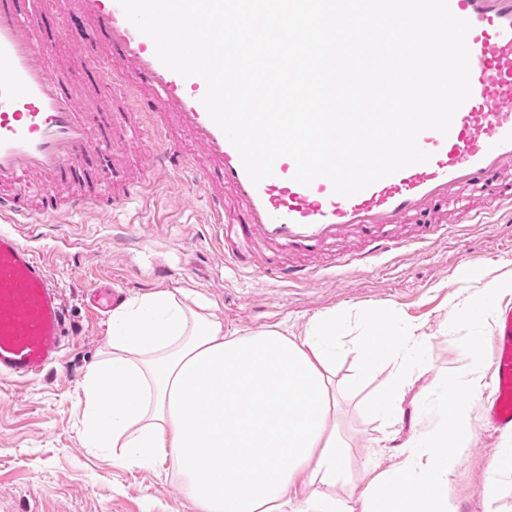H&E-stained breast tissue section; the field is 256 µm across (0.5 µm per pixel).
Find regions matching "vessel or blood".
Instances as JSON below:
<instances>
[{"label": "vessel or blood", "mask_w": 512, "mask_h": 512, "mask_svg": "<svg viewBox=\"0 0 512 512\" xmlns=\"http://www.w3.org/2000/svg\"><path fill=\"white\" fill-rule=\"evenodd\" d=\"M452 13L468 20L471 96L456 112L448 134L423 131L420 148L428 162L402 169L351 197L334 193L320 178L294 181L287 157L274 174L253 184L237 150L201 102L205 81L184 78L157 58L150 37L128 21L118 0H0V378L28 380L58 361L66 313L51 256L36 251L17 232L54 214L52 201L66 187V210L85 213L118 206L136 187L120 171L103 176L112 154V129L126 115L117 96L85 118L79 96L51 70L55 41L40 37L45 10L76 14L77 50L105 48L108 60L93 59L100 87L116 74L136 80L147 92V110L160 138L156 166L180 170L191 164L168 122L188 132L203 153L195 184L209 203V222L233 267L250 263L251 245L306 253L360 234L362 250L339 258V266L366 267L406 246L397 234L409 220L423 221L457 193L490 197L493 208L469 211L465 222L512 214V0H449ZM46 200L41 212L28 203L30 179ZM262 272L300 284L317 270L300 264H270ZM90 308L102 313L123 304L125 286L115 281L89 288ZM485 423L512 432V307L501 315L494 349V382L486 395Z\"/></svg>", "instance_id": "vessel-or-blood-1"}]
</instances>
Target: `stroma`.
I'll return each instance as SVG.
<instances>
[{
    "label": "stroma",
    "mask_w": 512,
    "mask_h": 512,
    "mask_svg": "<svg viewBox=\"0 0 512 512\" xmlns=\"http://www.w3.org/2000/svg\"><path fill=\"white\" fill-rule=\"evenodd\" d=\"M156 133L151 125L128 136L113 130V161L127 181H147L122 208L60 214L53 224H29L32 246L71 241L55 255L72 333L59 365L24 382L0 380V512H198L182 478L161 465L122 467L108 449L86 445L82 384L89 365L109 341V319L91 314L82 291L97 276L126 279L129 301L179 289L209 302L229 335L279 330L300 341L311 323L335 316L340 352L336 380L344 382L359 364L351 347L359 315L397 308L404 323L418 326L423 368L413 377L394 425L370 415L364 402L386 384L392 367L379 364L354 392L337 390L336 424L351 448V482L337 498L355 503L369 478L397 468L401 447L415 432L433 427L448 400V383L467 378L462 337L483 339L490 357L494 324L456 326L449 301L473 292L463 271L476 266L487 277L512 272L511 224H462L439 230L425 245H409L374 265L327 268L303 285L275 281L248 269L225 266L208 237L204 197L195 173H149ZM171 274L153 275L155 264ZM473 439L448 474V512H512V471L497 474L499 495L484 499L481 486L512 434L497 435L482 424V402L471 405Z\"/></svg>",
    "instance_id": "1"
}]
</instances>
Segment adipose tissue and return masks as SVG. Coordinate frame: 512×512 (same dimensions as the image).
<instances>
[{"label": "adipose tissue", "mask_w": 512, "mask_h": 512, "mask_svg": "<svg viewBox=\"0 0 512 512\" xmlns=\"http://www.w3.org/2000/svg\"><path fill=\"white\" fill-rule=\"evenodd\" d=\"M453 303L458 321L486 323L512 295V273L485 278ZM355 338L361 372L391 364L385 392L370 405L389 418L401 409L419 366V339L390 311L366 313ZM108 349L84 380L85 430L92 448L112 449L129 466L170 464L199 512H283L291 488L348 479L349 446L336 427V320H315L297 342L277 331L229 336L204 304L172 292L148 295L114 312ZM471 376L457 384L439 427L411 438L403 461L375 474L357 507L328 495L295 512H446L448 473L471 439L482 350L470 337Z\"/></svg>", "instance_id": "obj_1"}]
</instances>
